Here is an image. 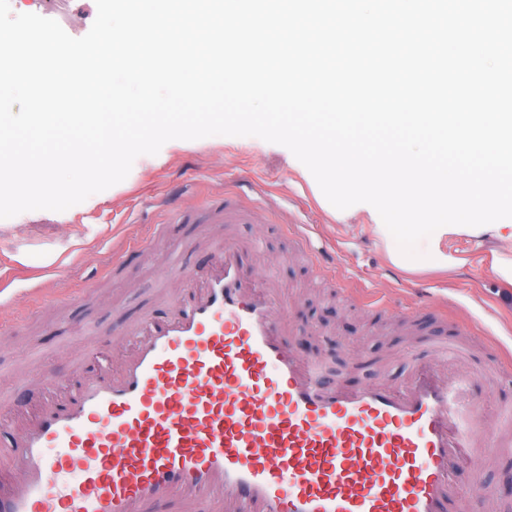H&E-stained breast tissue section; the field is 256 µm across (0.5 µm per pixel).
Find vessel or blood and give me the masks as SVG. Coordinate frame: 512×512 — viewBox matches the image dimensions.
<instances>
[{
	"label": "vessel or blood",
	"instance_id": "b4317fda",
	"mask_svg": "<svg viewBox=\"0 0 512 512\" xmlns=\"http://www.w3.org/2000/svg\"><path fill=\"white\" fill-rule=\"evenodd\" d=\"M210 216L245 213L228 195ZM254 253L216 244L175 304L126 329L117 370L42 373L32 417L0 422V512H462L458 470L512 441V420L482 426L468 375L326 377L288 344Z\"/></svg>",
	"mask_w": 512,
	"mask_h": 512
}]
</instances>
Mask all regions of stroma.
Segmentation results:
<instances>
[{"label":"stroma","mask_w":512,"mask_h":512,"mask_svg":"<svg viewBox=\"0 0 512 512\" xmlns=\"http://www.w3.org/2000/svg\"><path fill=\"white\" fill-rule=\"evenodd\" d=\"M16 13L59 22L72 37L88 33L95 0H10ZM237 191L246 224H215L212 201ZM365 204L327 206L313 179L286 147L257 137H206L184 148L163 145L135 159L122 182L78 211H27L0 225V395L16 373L51 371L72 378L94 359L121 355L119 331L178 298L182 271L201 272L212 243L232 237L260 242L259 274L288 289L303 312L295 348L323 360L346 384L399 386L417 366L448 375L475 372L486 427L512 414V287L494 275V255L512 258V243L453 237L448 270L395 265L377 239ZM311 244L303 246L299 232ZM151 239L143 257L114 261L118 245ZM315 250L307 257L306 248ZM457 324L456 353L443 359L446 322ZM488 495L476 494L468 471L457 490L469 512H512V446L486 448L478 463Z\"/></svg>","instance_id":"stroma-1"}]
</instances>
